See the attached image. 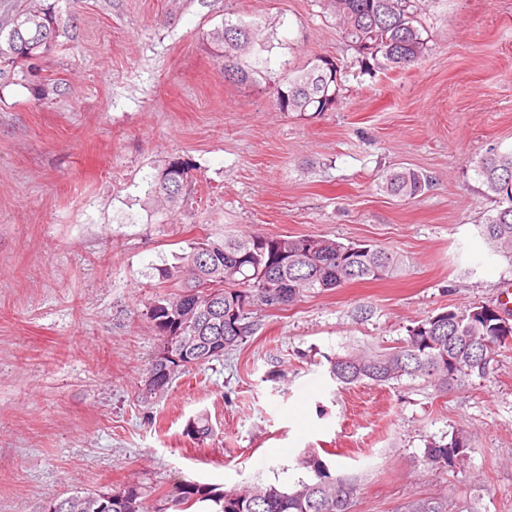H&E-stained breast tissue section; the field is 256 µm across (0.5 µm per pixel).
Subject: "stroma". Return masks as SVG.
<instances>
[{
	"label": "stroma",
	"mask_w": 512,
	"mask_h": 512,
	"mask_svg": "<svg viewBox=\"0 0 512 512\" xmlns=\"http://www.w3.org/2000/svg\"><path fill=\"white\" fill-rule=\"evenodd\" d=\"M61 91L0 85V512H44L74 488L182 481L221 490L308 478L304 449L357 478L351 512H395L417 493L476 494L512 512V349L445 393L420 379L341 389L327 356L392 345L425 316L499 304L512 262L480 226L492 207L476 159L512 148V0H428L426 51L409 69H361L319 0H57ZM274 32L277 61L315 54L346 71L336 109L282 112L266 83L225 79L206 34L225 14ZM188 169L156 210L147 183ZM404 165L432 180L402 201L379 183ZM368 241L401 257L379 281L255 308L224 357L145 400L161 347L147 315L156 269L189 240L227 234ZM207 413L212 436H185ZM469 431L454 473L426 445ZM187 173L184 163L170 160L153 176L148 182L147 196L156 209L173 208L179 203Z\"/></svg>",
	"instance_id": "1"
}]
</instances>
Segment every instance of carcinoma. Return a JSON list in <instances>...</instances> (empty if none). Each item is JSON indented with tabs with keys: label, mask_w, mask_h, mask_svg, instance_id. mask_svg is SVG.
<instances>
[{
	"label": "carcinoma",
	"mask_w": 512,
	"mask_h": 512,
	"mask_svg": "<svg viewBox=\"0 0 512 512\" xmlns=\"http://www.w3.org/2000/svg\"><path fill=\"white\" fill-rule=\"evenodd\" d=\"M422 0H322L342 37L370 71L405 70L427 48L420 20ZM57 14L44 0H30L0 13V84L16 80L15 64L24 62V76L38 77L48 55L61 45ZM224 63V75L241 83L265 81L275 90L281 112H330L342 97L343 71L328 56L314 55L300 68L288 63L272 67V50L264 27L240 16L224 17L206 34ZM486 195L497 203L480 227L491 252L512 259V149L491 148L475 165ZM187 168L178 160L166 163L148 182L147 196L156 209L181 200ZM430 185L428 176L402 167L384 176L383 187L395 197L414 199ZM403 260L369 242L347 243L327 237L267 236L259 233L193 239L178 263L158 268L162 283L179 288L160 294L148 308L149 319L162 337H198L197 355L175 366L160 393L175 377L224 356L250 334L249 315L259 306L291 305L311 292L331 291L354 282L380 280L396 273ZM216 288L210 301L204 289ZM512 348V314L490 304L443 307L415 322L395 345L366 347L326 357L330 378L344 388L364 381L384 385L404 378L422 379L438 392L485 377L495 357ZM213 432L208 415L189 419L184 434L203 442ZM472 439L458 428L448 442L432 441L424 457L431 467L453 472L469 458ZM302 465L313 473L293 487L252 486L221 491L193 482L180 483L158 500L153 512H350L359 486L337 476L314 448L304 451ZM104 492L76 490L49 502L48 512H101ZM141 488L128 485L112 493L108 512H147ZM400 512H481L476 498L413 495Z\"/></svg>",
	"instance_id": "cac0c4a2"
}]
</instances>
